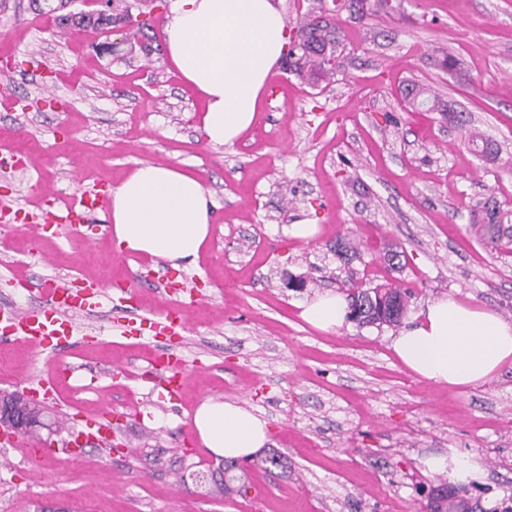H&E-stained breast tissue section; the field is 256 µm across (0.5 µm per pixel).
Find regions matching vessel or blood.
<instances>
[{
  "mask_svg": "<svg viewBox=\"0 0 512 512\" xmlns=\"http://www.w3.org/2000/svg\"><path fill=\"white\" fill-rule=\"evenodd\" d=\"M109 198L102 189H87L80 199L72 202L57 214L58 222L76 225L87 220L91 213L108 211ZM35 289L41 300L38 308L0 307V331L29 342L39 351L51 352L65 343L77 331L76 317L94 312L106 304L125 302V295L112 296L99 286L66 283L54 279L39 280ZM189 312L182 306L161 313L153 311L136 313L123 324L126 333L149 331L154 340H162L180 334L187 328ZM156 372L168 385L169 394H176L181 381V370L186 364L184 357L175 354L156 353L153 356ZM68 444L70 454L82 452L86 444L102 445L112 438L111 419L93 420L83 429L73 430Z\"/></svg>",
  "mask_w": 512,
  "mask_h": 512,
  "instance_id": "1",
  "label": "vessel or blood"
}]
</instances>
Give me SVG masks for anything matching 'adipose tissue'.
<instances>
[{
  "label": "adipose tissue",
  "instance_id": "obj_1",
  "mask_svg": "<svg viewBox=\"0 0 512 512\" xmlns=\"http://www.w3.org/2000/svg\"><path fill=\"white\" fill-rule=\"evenodd\" d=\"M167 56L200 95V129L212 145H231L254 123L260 96L288 42L276 0H172ZM214 201L198 178L174 167L138 164L112 191V231L119 249L196 263ZM344 295L325 292L302 306L310 325L332 331L347 319ZM398 358L438 384L470 386L491 379L512 358V322L450 296L428 302L392 342ZM202 443L240 458L268 441L267 421L231 401L205 399L194 415Z\"/></svg>",
  "mask_w": 512,
  "mask_h": 512
}]
</instances>
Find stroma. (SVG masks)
Instances as JSON below:
<instances>
[{
  "instance_id": "1",
  "label": "stroma",
  "mask_w": 512,
  "mask_h": 512,
  "mask_svg": "<svg viewBox=\"0 0 512 512\" xmlns=\"http://www.w3.org/2000/svg\"><path fill=\"white\" fill-rule=\"evenodd\" d=\"M57 0H0V87L53 106L0 109V127L23 129L41 181L0 169V207L12 246L0 251V302L40 304L14 278L87 280L115 289L144 276L146 310L192 301L190 328L168 349L184 355L186 384L170 404L146 370L150 334L118 336L116 314L82 317L81 333L54 356L0 339V390L29 393L58 367L73 368L40 430L54 455L33 462L0 446V512H505L512 506V362L486 382L459 388L406 368L397 329L346 321L306 323L300 306L337 290L349 274L412 289L407 314L444 295L512 321V252L470 230L487 199L512 208V0H392L386 14L342 15L339 66L318 86L277 62L253 126L234 145L199 129L205 105L166 57L171 0H124L153 11L154 32L99 52L101 36L57 34ZM459 58L466 79L439 69ZM430 86L436 110L413 109L407 81ZM451 109L491 137L497 159L478 155ZM200 179L216 203L196 265L123 252L111 219L61 226L41 239L30 225L85 189L109 191L138 162ZM58 197L42 196L40 182ZM314 224L298 239L290 225ZM405 252L389 268V251ZM236 401L268 422L269 441L240 458L247 496H215L197 478L219 455L187 417L205 399ZM124 406L109 448L64 453L65 421ZM280 457L266 469L259 461ZM444 460L441 470L428 460ZM464 476H456L457 463Z\"/></svg>"
}]
</instances>
